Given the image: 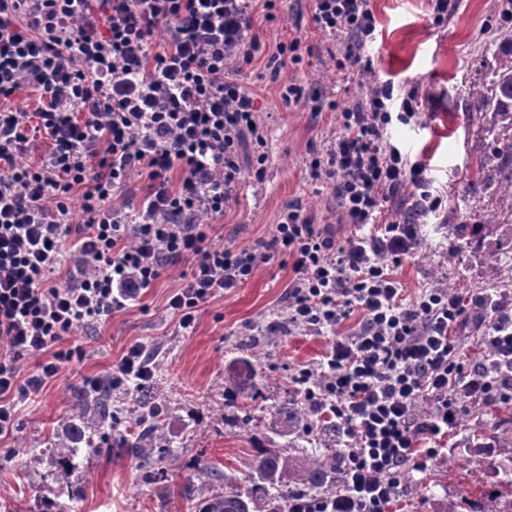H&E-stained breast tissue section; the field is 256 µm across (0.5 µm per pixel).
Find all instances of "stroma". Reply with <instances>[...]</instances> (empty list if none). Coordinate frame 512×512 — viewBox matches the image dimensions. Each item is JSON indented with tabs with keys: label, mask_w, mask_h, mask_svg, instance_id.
Returning a JSON list of instances; mask_svg holds the SVG:
<instances>
[{
	"label": "stroma",
	"mask_w": 512,
	"mask_h": 512,
	"mask_svg": "<svg viewBox=\"0 0 512 512\" xmlns=\"http://www.w3.org/2000/svg\"><path fill=\"white\" fill-rule=\"evenodd\" d=\"M278 6L271 20L255 11L252 34L270 50L298 38L313 53L276 78L263 55L240 72L241 84L258 95L267 130L266 177L258 185L242 184L237 201L213 221L214 242L251 247L272 233L291 204L301 205L303 218L351 235L331 188L310 176L306 160L332 136L337 111L369 94L373 82L390 80L415 95L420 113L417 125L393 123L392 137L426 164L433 187L447 195L440 213L423 218L416 254L396 270L403 297L445 285L463 295L499 292L501 275L512 271V251L500 246L499 225L485 217L493 189L470 191L496 173L479 168L489 147L482 116L469 109L468 89L482 80L498 48L508 23L506 0H452L439 24L431 0H370L375 40L366 50L361 80L351 88L325 51L328 38L315 25L314 0H279ZM289 80L320 91V113L281 99L280 85ZM190 271L186 262L172 266L135 301L77 331L82 360L63 365L39 397L21 404L12 436L0 441V512H40L48 501L64 504L66 512H195V502L213 491L197 477L203 465L223 470L229 485L247 489L251 437L267 436L289 455L322 447L320 436L305 435L298 424L281 426L278 409L297 395L292 375L319 368L336 334L355 332V320L335 333L282 330L292 269L278 255L260 263L239 287L201 304L194 327L186 330L166 304ZM134 345L154 355L151 383L166 411L161 434L178 457L176 468L150 483L143 482L138 459L126 449L70 447L67 428L83 376L107 374ZM242 358L250 359V373H237ZM231 405L247 417L246 425L224 422ZM511 432L512 423L497 422L485 411L459 420L441 444L480 464ZM446 452L414 472L390 512H447L452 501L474 492L471 476L449 466Z\"/></svg>",
	"instance_id": "obj_1"
}]
</instances>
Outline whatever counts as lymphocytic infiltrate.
<instances>
[{
  "label": "lymphocytic infiltrate",
  "mask_w": 512,
  "mask_h": 512,
  "mask_svg": "<svg viewBox=\"0 0 512 512\" xmlns=\"http://www.w3.org/2000/svg\"><path fill=\"white\" fill-rule=\"evenodd\" d=\"M254 0H0V103L39 92L36 115L0 110V438L19 403L37 397L83 349L64 337L152 287L171 266L191 264L167 307L192 327L207 299L239 287L259 263L292 261L288 324L358 330L337 337L323 371L298 370L304 401L337 436V492L295 495L288 512H389L409 471L439 456L436 446L474 402H512V316L498 315L492 363L470 362L456 333L472 310H498L487 292L428 288L404 302L395 270L421 245L419 224L384 219L389 198L414 187L411 206L433 214L425 166L392 142V122L416 117L412 94L391 82L341 113L339 132L312 154L311 173L331 184L354 234L340 237L283 210L274 233L249 248L214 244L204 215L223 214L245 179H265V158L244 169L245 135L264 144L257 98L236 79L262 53L251 36ZM315 22L337 42L338 69L358 74L374 41L368 0H316ZM167 50L153 53L159 25ZM50 149L23 163L31 132ZM179 172L178 185L170 175ZM149 189L134 212L112 197L131 175ZM83 224L69 230L72 205ZM74 264L75 283L55 271ZM35 356L20 376L19 360Z\"/></svg>",
  "instance_id": "obj_1"
}]
</instances>
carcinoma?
<instances>
[{"instance_id":"1","label":"carcinoma","mask_w":512,"mask_h":512,"mask_svg":"<svg viewBox=\"0 0 512 512\" xmlns=\"http://www.w3.org/2000/svg\"><path fill=\"white\" fill-rule=\"evenodd\" d=\"M495 66L488 82H481L469 89L470 109L490 115L488 135L494 144L491 158L496 160L498 181L496 209L490 214L491 222L512 224V28L501 33L498 52L494 54ZM139 402L146 411L137 416L141 430L128 438L113 421L109 412L112 390L84 391L72 416L70 436L74 444L84 441L85 427L91 425L100 434V444L113 448H127L137 452L144 465L153 466L150 460L154 449L161 447L157 431L162 408L149 402L148 387H138ZM254 465L251 488L243 494L237 489L217 492L204 497L196 504L195 512H255V504L267 500L273 504L271 512H288V496L296 491L336 487L338 455L334 448H327L319 455L296 457L286 455L276 448L258 443L253 448ZM498 464L507 468L508 491L496 488L481 490L480 498L487 497L497 504L493 512H512V439L499 445Z\"/></svg>"}]
</instances>
